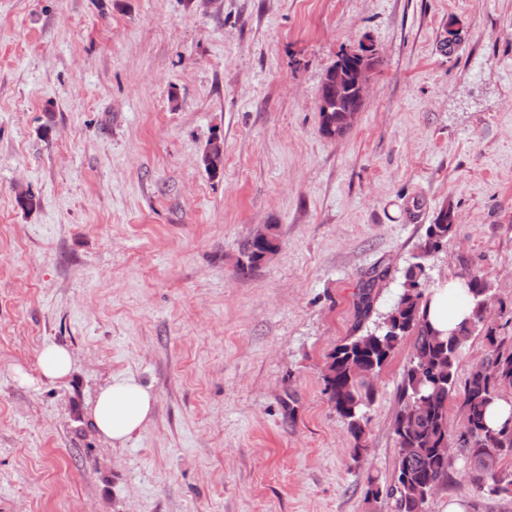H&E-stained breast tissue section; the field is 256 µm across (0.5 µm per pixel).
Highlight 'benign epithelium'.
Instances as JSON below:
<instances>
[{
  "instance_id": "benign-epithelium-1",
  "label": "benign epithelium",
  "mask_w": 512,
  "mask_h": 512,
  "mask_svg": "<svg viewBox=\"0 0 512 512\" xmlns=\"http://www.w3.org/2000/svg\"><path fill=\"white\" fill-rule=\"evenodd\" d=\"M377 54L376 46L367 37L360 41L356 49L341 53L330 67V79L322 82L319 111H330L332 100L339 98L348 88L351 97L342 111L345 112V122L352 123L361 111L369 86L375 78V70L371 67L370 61Z\"/></svg>"
}]
</instances>
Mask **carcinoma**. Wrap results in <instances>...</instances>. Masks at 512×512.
<instances>
[{"mask_svg":"<svg viewBox=\"0 0 512 512\" xmlns=\"http://www.w3.org/2000/svg\"><path fill=\"white\" fill-rule=\"evenodd\" d=\"M452 227L453 212L440 210L426 229L417 261L405 271L402 293L374 327L364 330L363 321L372 310L373 288L387 276L384 269L368 273L357 303V334L334 349L323 374L328 398L344 419L358 454L365 438V409L376 397L375 376L402 342L412 339V357L400 389L402 406L393 422L399 445L397 483L392 488L397 512H424L428 499L448 479L452 459L439 452L449 439L448 400L455 391L461 352L483 327L488 311L490 283L466 265L460 279L467 285L470 317L446 336L427 320L429 296L421 289L426 272L423 259L442 247ZM267 230V237L260 242L244 241L238 271L251 270L278 251L276 226L269 224ZM484 338L489 346L487 365L471 372L465 384V424L456 436L458 455L468 463L469 481L478 492L512 494V473L499 472L502 459L512 455V416L497 428L486 422L488 407L512 391V349L503 348V341L491 328L486 329Z\"/></svg>","mask_w":512,"mask_h":512,"instance_id":"carcinoma-1","label":"carcinoma"}]
</instances>
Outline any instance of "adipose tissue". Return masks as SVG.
<instances>
[{
	"label": "adipose tissue",
	"mask_w": 512,
	"mask_h": 512,
	"mask_svg": "<svg viewBox=\"0 0 512 512\" xmlns=\"http://www.w3.org/2000/svg\"><path fill=\"white\" fill-rule=\"evenodd\" d=\"M471 311L461 281L438 285L430 294L428 319L441 333L454 329ZM154 395L136 379L113 380L99 393L91 417L100 436L109 444H122L138 434L150 419Z\"/></svg>",
	"instance_id": "adipose-tissue-1"
}]
</instances>
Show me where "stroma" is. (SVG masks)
Masks as SVG:
<instances>
[{
  "label": "stroma",
  "instance_id": "1",
  "mask_svg": "<svg viewBox=\"0 0 512 512\" xmlns=\"http://www.w3.org/2000/svg\"><path fill=\"white\" fill-rule=\"evenodd\" d=\"M366 37L382 65L327 138L325 73ZM444 208L422 287L472 261L510 344L512 0H0V512H396L411 341L375 381L364 450L323 373L365 272L389 269L385 313ZM259 224L279 250L240 274ZM51 344L70 378L40 376ZM487 350L478 333L460 356L451 434ZM129 376L154 410L113 446L90 412ZM466 471L425 512H512Z\"/></svg>",
  "mask_w": 512,
  "mask_h": 512
}]
</instances>
